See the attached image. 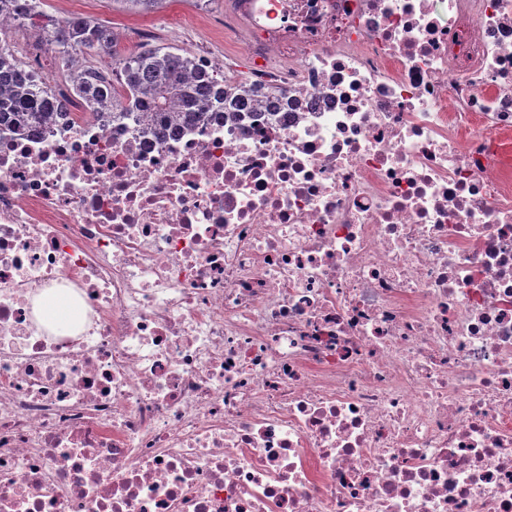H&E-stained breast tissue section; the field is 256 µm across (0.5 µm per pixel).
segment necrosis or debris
Instances as JSON below:
<instances>
[{
    "label": "necrosis or debris",
    "mask_w": 512,
    "mask_h": 512,
    "mask_svg": "<svg viewBox=\"0 0 512 512\" xmlns=\"http://www.w3.org/2000/svg\"><path fill=\"white\" fill-rule=\"evenodd\" d=\"M222 23L241 110L0 126V512H512V0ZM36 309L40 321L52 329H65L80 315L79 308L62 292L43 293L37 301Z\"/></svg>",
    "instance_id": "obj_1"
}]
</instances>
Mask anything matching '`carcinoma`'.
<instances>
[{"label":"carcinoma","instance_id":"carcinoma-1","mask_svg":"<svg viewBox=\"0 0 512 512\" xmlns=\"http://www.w3.org/2000/svg\"><path fill=\"white\" fill-rule=\"evenodd\" d=\"M129 10L150 12L165 0H118ZM18 13L49 35V42L61 60L69 62L76 51L109 52L117 37L113 31L84 17L63 21L43 16L33 0H0V14ZM123 77L118 92L98 80L91 71L74 75L76 91L88 96L101 112L114 120H132L144 128L162 133L171 125L199 119L212 107L237 106V100L224 91V80L194 68L193 59L156 47H143L119 60ZM67 114L66 106L48 101L40 80L25 71L9 45L0 39V124L19 130L38 127L56 115Z\"/></svg>","mask_w":512,"mask_h":512}]
</instances>
